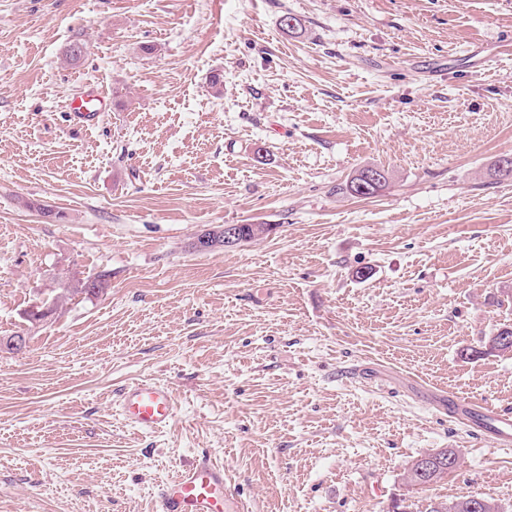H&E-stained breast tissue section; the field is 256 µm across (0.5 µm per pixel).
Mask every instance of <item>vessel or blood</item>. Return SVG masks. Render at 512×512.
<instances>
[{
	"label": "vessel or blood",
	"instance_id": "b4317fda",
	"mask_svg": "<svg viewBox=\"0 0 512 512\" xmlns=\"http://www.w3.org/2000/svg\"><path fill=\"white\" fill-rule=\"evenodd\" d=\"M107 106L106 96L95 88L70 103L72 120L86 124L91 116ZM119 407L127 423L142 430L167 426L175 412V399L170 387L150 379L126 385L120 391ZM450 414L469 432L491 434L496 447L512 446V411L504 408H476L468 400L449 397ZM158 512H243L241 503L224 492V468L202 458L179 471L164 483L157 493Z\"/></svg>",
	"mask_w": 512,
	"mask_h": 512
}]
</instances>
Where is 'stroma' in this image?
<instances>
[{
    "instance_id": "1",
    "label": "stroma",
    "mask_w": 512,
    "mask_h": 512,
    "mask_svg": "<svg viewBox=\"0 0 512 512\" xmlns=\"http://www.w3.org/2000/svg\"><path fill=\"white\" fill-rule=\"evenodd\" d=\"M508 36L512 0H0V512H156L203 457L246 512H512V449L443 403L512 409V353L473 354L512 326ZM224 224L272 231L195 250ZM142 378L164 428L116 410ZM107 97L97 88H88L84 94L70 103V114L76 124H87L90 117L107 106ZM118 401L125 421L142 430L167 426L175 412L172 389L152 379L126 385L121 389ZM471 497H474L472 495L463 496L456 502L449 503L443 502V501H433L431 500L430 503L425 508V512H504V510L501 509L500 506L495 504L494 502L488 500L487 498L477 495L475 497H478L480 499H483L486 501L487 506L486 508H482V510H469L470 508H473L474 505L470 503H477L474 500H471ZM451 509H455L457 511H449Z\"/></svg>"
}]
</instances>
